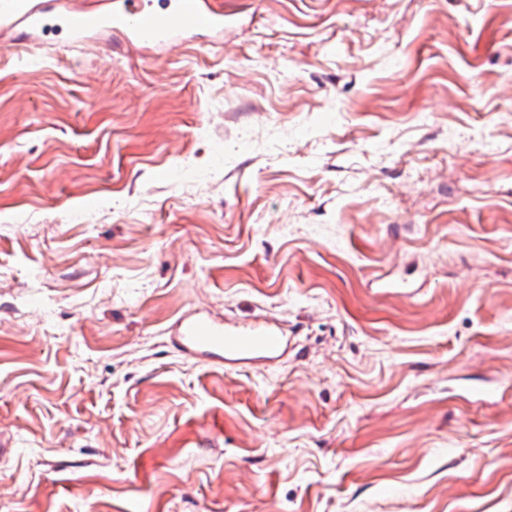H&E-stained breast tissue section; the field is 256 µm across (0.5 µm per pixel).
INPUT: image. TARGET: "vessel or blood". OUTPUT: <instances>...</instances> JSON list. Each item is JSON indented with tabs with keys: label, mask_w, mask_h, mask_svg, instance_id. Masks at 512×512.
<instances>
[{
	"label": "vessel or blood",
	"mask_w": 512,
	"mask_h": 512,
	"mask_svg": "<svg viewBox=\"0 0 512 512\" xmlns=\"http://www.w3.org/2000/svg\"><path fill=\"white\" fill-rule=\"evenodd\" d=\"M16 18L25 36L39 39L63 29L72 39L79 40L91 28L85 15L51 14L35 5H21ZM96 26L111 31L115 44L161 49L192 30L223 34L224 6L221 0H168L163 10L153 11L146 9L142 0H120L111 14L99 17ZM173 335L180 352L214 363L226 359L243 361L260 352H275L282 345V338L275 331H229L223 321L198 310L181 317Z\"/></svg>",
	"instance_id": "vessel-or-blood-1"
}]
</instances>
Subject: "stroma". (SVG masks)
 Returning <instances> with one entry per match:
<instances>
[{"instance_id": "35a3bbf8", "label": "stroma", "mask_w": 512, "mask_h": 512, "mask_svg": "<svg viewBox=\"0 0 512 512\" xmlns=\"http://www.w3.org/2000/svg\"><path fill=\"white\" fill-rule=\"evenodd\" d=\"M223 2L0 25V512H512V0ZM16 18L24 27L23 35L37 39L55 35L63 28L74 40L82 39L93 28L109 30L114 35L113 49L117 45L162 49L192 30L224 33V6L217 0H174L162 11L146 9L140 0H121L112 14L99 17L94 26L88 25L85 14H49L23 2ZM173 341L185 354L198 355L214 363L243 361L260 352L272 353L282 345V337L273 330L229 331L224 320H216L202 311L185 314L173 329Z\"/></svg>"}]
</instances>
